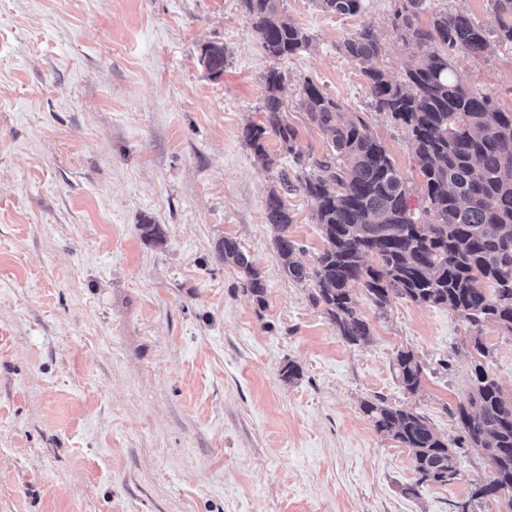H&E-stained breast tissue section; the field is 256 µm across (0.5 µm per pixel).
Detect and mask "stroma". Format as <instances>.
<instances>
[{
  "label": "stroma",
  "mask_w": 512,
  "mask_h": 512,
  "mask_svg": "<svg viewBox=\"0 0 512 512\" xmlns=\"http://www.w3.org/2000/svg\"><path fill=\"white\" fill-rule=\"evenodd\" d=\"M403 2L341 16L283 0L310 45L272 58L241 0H0V512H453L493 479L469 451L454 483H418L410 451L361 405L417 406L456 440L475 363L512 397V336L445 306L377 308L356 283L371 336L344 342L309 283L284 272L265 220L268 191L298 168L277 139L269 167L242 139L275 68L299 149L328 153L299 105L313 81L365 120L430 222L406 128L375 109L341 49L371 24L376 66L401 79L415 60L393 28ZM212 43L226 56L215 79L200 62ZM455 65L512 110L511 47L493 40ZM284 201L313 262L316 204ZM146 222L162 243L142 240ZM225 237L262 275L265 307L220 258ZM401 349L423 367L419 396L392 368ZM291 362L301 375L288 381Z\"/></svg>",
  "instance_id": "35a3bbf8"
}]
</instances>
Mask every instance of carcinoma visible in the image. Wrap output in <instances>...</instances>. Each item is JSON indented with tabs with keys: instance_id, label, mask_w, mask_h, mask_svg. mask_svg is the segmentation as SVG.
<instances>
[{
	"instance_id": "1",
	"label": "carcinoma",
	"mask_w": 512,
	"mask_h": 512,
	"mask_svg": "<svg viewBox=\"0 0 512 512\" xmlns=\"http://www.w3.org/2000/svg\"><path fill=\"white\" fill-rule=\"evenodd\" d=\"M316 2L338 15H358L364 8V0ZM243 6L268 56L280 58L307 48L308 36L288 19L281 0H243ZM426 9L427 0H407L396 15L395 30L419 55L398 81L371 65L381 52L373 27L360 29L344 42L343 50L365 65L375 108L407 128L433 222L421 224L414 217L405 179L364 119L311 81L302 88L300 106L326 136L329 154L306 157L297 147L296 130L281 117L278 93L285 77L274 68L264 76L265 118L242 132L264 163H274L266 144L274 136L303 171L297 183L284 174L280 189L269 191L266 220L277 231L275 246L285 273L312 284L313 304L351 345L371 334L356 307L354 282L362 283L380 308L394 298L443 305L478 332L494 322L512 335V111L497 108L454 68L457 53L480 54L491 36L512 47V0H493L492 28L463 13L436 14L424 28L418 17ZM224 61V46H204L201 62L210 76L224 73ZM295 190L315 201V220L325 241L311 266L298 260L305 249L288 235L292 217L283 194ZM218 252L224 262L244 272V289L258 306H265L266 284L239 243L226 237ZM393 370L410 394L421 390L423 368L413 352L398 351ZM361 408L378 433L411 452L419 479L404 494H417V485L426 481L453 483L459 474V450L476 448L494 465L491 484L508 489L506 504L512 512V398L482 366L475 367L471 392L453 412L463 435L452 444L412 406L377 398Z\"/></svg>"
}]
</instances>
